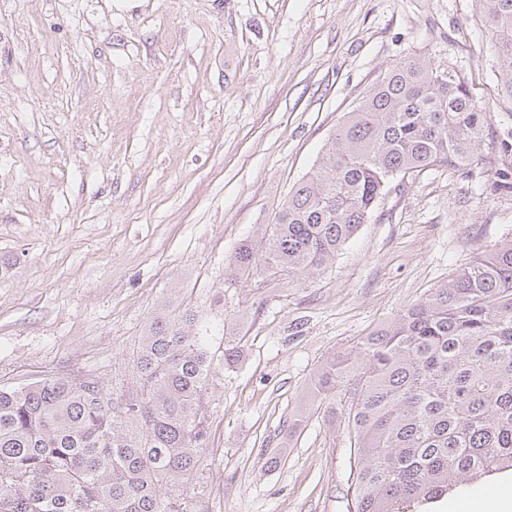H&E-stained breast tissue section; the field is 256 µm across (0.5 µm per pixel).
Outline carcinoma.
Returning <instances> with one entry per match:
<instances>
[{"label":"carcinoma","mask_w":512,"mask_h":512,"mask_svg":"<svg viewBox=\"0 0 512 512\" xmlns=\"http://www.w3.org/2000/svg\"><path fill=\"white\" fill-rule=\"evenodd\" d=\"M512 101V0H477ZM455 66L398 63L331 136L225 275L266 284L327 268L399 177L468 165L493 130ZM494 185L512 192V125L493 136ZM220 322L164 303L132 353V377L91 374L0 388V512H184L167 490L208 447L207 390L240 359ZM313 409L344 421L353 512H430L461 487L512 470V239L481 254L355 349L318 368Z\"/></svg>","instance_id":"obj_1"}]
</instances>
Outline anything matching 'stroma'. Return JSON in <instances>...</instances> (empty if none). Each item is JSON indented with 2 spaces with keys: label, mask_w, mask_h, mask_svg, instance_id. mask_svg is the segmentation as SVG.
<instances>
[{
  "label": "stroma",
  "mask_w": 512,
  "mask_h": 512,
  "mask_svg": "<svg viewBox=\"0 0 512 512\" xmlns=\"http://www.w3.org/2000/svg\"><path fill=\"white\" fill-rule=\"evenodd\" d=\"M452 63L512 102L476 0H0V386L130 372L158 305L222 319L191 512H350V440L310 414L320 364L512 237L484 141L412 174L305 280L224 265L271 222L398 61Z\"/></svg>",
  "instance_id": "35a3bbf8"
}]
</instances>
